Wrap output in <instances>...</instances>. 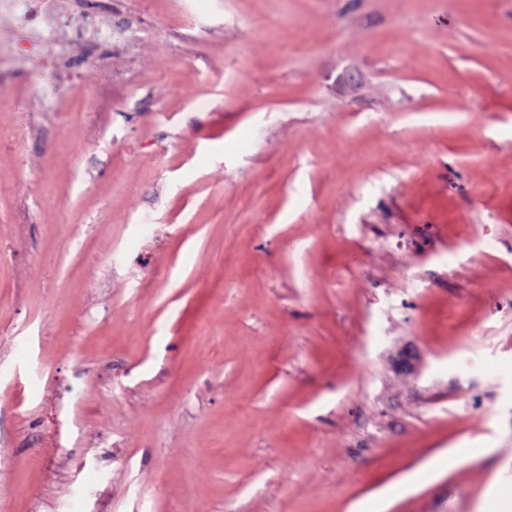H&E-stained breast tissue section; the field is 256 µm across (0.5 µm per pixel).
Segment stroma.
<instances>
[{
	"label": "stroma",
	"mask_w": 512,
	"mask_h": 512,
	"mask_svg": "<svg viewBox=\"0 0 512 512\" xmlns=\"http://www.w3.org/2000/svg\"><path fill=\"white\" fill-rule=\"evenodd\" d=\"M53 9L0 14V512L512 495V0ZM45 1L48 0H2L0 8L14 12L23 21L34 23L38 27L39 36L44 38L55 28L48 6L46 3H40Z\"/></svg>",
	"instance_id": "stroma-1"
}]
</instances>
